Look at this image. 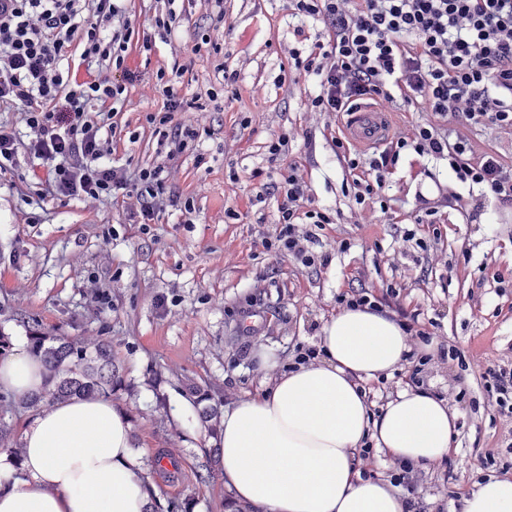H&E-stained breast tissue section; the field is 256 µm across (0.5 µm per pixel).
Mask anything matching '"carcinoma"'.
<instances>
[{
    "label": "carcinoma",
    "instance_id": "1",
    "mask_svg": "<svg viewBox=\"0 0 512 512\" xmlns=\"http://www.w3.org/2000/svg\"><path fill=\"white\" fill-rule=\"evenodd\" d=\"M30 350L37 356L45 370V386L37 394L9 397L8 409L36 411L44 405L74 398L98 397L110 399L120 392H132L126 383L120 363L112 355L109 344L99 343L87 347L80 339L44 331L36 322L28 326ZM201 422L209 434L219 435L222 415L209 390L198 385L188 387ZM192 498L169 500L166 506L151 499L147 512H194Z\"/></svg>",
    "mask_w": 512,
    "mask_h": 512
}]
</instances>
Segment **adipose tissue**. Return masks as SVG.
Returning <instances> with one entry per match:
<instances>
[{"label": "adipose tissue", "instance_id": "ef3b65f1", "mask_svg": "<svg viewBox=\"0 0 512 512\" xmlns=\"http://www.w3.org/2000/svg\"><path fill=\"white\" fill-rule=\"evenodd\" d=\"M320 354L225 411L222 473L236 502L256 512H405L385 480L354 466L364 439L394 460L444 458L456 413L430 391L399 392L371 413L364 384L400 366L402 325L370 307L343 309L322 325ZM43 367L28 351L0 359V389L41 390ZM19 464L0 452V512H145L152 483L132 450L130 416L99 398L41 408L18 436ZM459 512H512V479L491 478Z\"/></svg>", "mask_w": 512, "mask_h": 512}]
</instances>
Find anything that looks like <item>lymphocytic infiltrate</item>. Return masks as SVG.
Wrapping results in <instances>:
<instances>
[{
    "mask_svg": "<svg viewBox=\"0 0 512 512\" xmlns=\"http://www.w3.org/2000/svg\"><path fill=\"white\" fill-rule=\"evenodd\" d=\"M132 0H9L0 7V112L20 109L24 133L0 121V174L19 179L29 197L109 201L142 226L167 210L191 223L193 201L174 185L186 156L197 152L198 125L180 112L206 111L220 89L239 74L223 62L224 0H207L206 25L194 32V52L217 57L219 86L185 96L181 71L158 67L155 86L163 111L139 119L156 144L150 162L111 163L122 127L117 121L135 76L127 66L136 41ZM291 16L323 24L327 39L308 55L291 52L295 70L315 76L318 92L306 111L343 118L358 102L426 118L397 129L380 147L358 148L331 130L336 158L352 178L356 216L366 220L401 153L447 161L456 180L512 204V165L496 151L480 150L466 129L488 126L512 139V0H288ZM290 134L271 135L265 148L275 172L252 170L255 199L278 200V227L264 250L312 268L320 259L317 227L327 212L310 208L301 164L289 161ZM42 166L29 177L22 164Z\"/></svg>",
    "mask_w": 512,
    "mask_h": 512,
    "instance_id": "lymphocytic-infiltrate-1",
    "label": "lymphocytic infiltrate"
}]
</instances>
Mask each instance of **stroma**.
Wrapping results in <instances>:
<instances>
[{
    "mask_svg": "<svg viewBox=\"0 0 512 512\" xmlns=\"http://www.w3.org/2000/svg\"><path fill=\"white\" fill-rule=\"evenodd\" d=\"M182 7L189 23L175 56L156 38L151 0H136L132 24L139 37L156 44L151 54L134 51L128 58L142 80L126 112L162 107V94L145 82L162 60L184 68V94L215 83L212 58L191 51L194 27L206 19V0H183ZM226 11L224 44L242 97H218L198 115L205 161L187 157L176 178L193 200V223L165 213L144 235L111 204L33 203L0 180V328L17 347L28 344L29 322L90 346L108 342L126 381L138 389L124 403L135 453L146 464L163 448L179 459L178 468L153 475L160 501L192 495L195 512H224L222 475L203 486L195 479L216 441L201 427L184 381L214 390L225 406L256 394L264 379L259 350H274L286 365L297 362L301 350L317 347L338 295L368 291L389 312L416 318L417 329L427 333L417 347L432 358L428 390L446 391L454 374L465 392L448 453L452 478L425 467L413 495L423 512H454L476 483L494 475L483 465L486 457L512 462L506 450L512 432L482 379L485 368L512 361V288L500 290L493 279L497 272L512 274V205L476 190L464 212L448 209L443 223H420V187L405 157L385 188L391 210L356 223L353 194L326 129L329 117L305 109L317 82L289 80L290 50L308 52L322 39V24L291 19L287 0H227ZM244 43L251 46L246 58L235 53ZM246 117L251 123L245 128ZM283 130L294 135L291 157L308 175L314 206L334 216L318 232L317 251L325 261L310 270L260 245L275 232L278 202H256L249 173L264 166L266 140ZM451 346L465 357L467 370L440 361L441 350ZM153 369L163 378L156 389L147 383ZM159 392L169 408L163 427L154 411Z\"/></svg>",
    "mask_w": 512,
    "mask_h": 512,
    "instance_id": "obj_1",
    "label": "stroma"
}]
</instances>
